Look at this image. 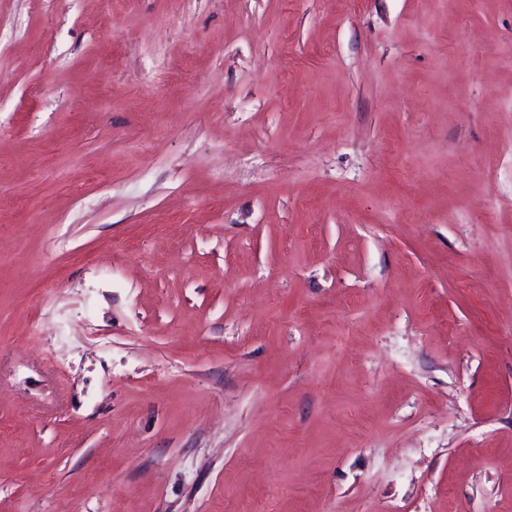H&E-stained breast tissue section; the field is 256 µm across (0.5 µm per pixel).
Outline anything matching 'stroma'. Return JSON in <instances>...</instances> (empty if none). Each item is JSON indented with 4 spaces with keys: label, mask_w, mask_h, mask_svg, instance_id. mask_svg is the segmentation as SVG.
Instances as JSON below:
<instances>
[{
    "label": "stroma",
    "mask_w": 512,
    "mask_h": 512,
    "mask_svg": "<svg viewBox=\"0 0 512 512\" xmlns=\"http://www.w3.org/2000/svg\"><path fill=\"white\" fill-rule=\"evenodd\" d=\"M0 512H512V0H0Z\"/></svg>",
    "instance_id": "obj_1"
}]
</instances>
